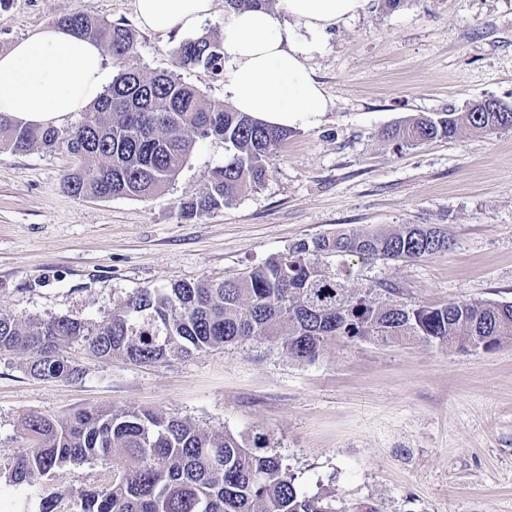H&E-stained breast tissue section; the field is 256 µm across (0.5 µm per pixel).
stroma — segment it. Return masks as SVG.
<instances>
[{
  "instance_id": "obj_1",
  "label": "stroma",
  "mask_w": 512,
  "mask_h": 512,
  "mask_svg": "<svg viewBox=\"0 0 512 512\" xmlns=\"http://www.w3.org/2000/svg\"><path fill=\"white\" fill-rule=\"evenodd\" d=\"M83 12L136 27L134 0H11L0 50ZM176 28L138 30L136 61L172 71L206 100L229 101L225 80L178 68ZM308 67L331 100L280 147L265 185L191 221L224 162V145L197 141L178 177L148 200L75 198L61 186L68 153L0 152V315H71L98 322L143 287L221 281L337 229L435 224L448 252L408 262L328 259L354 288L396 282L406 298L512 302V129L454 142L398 146L384 128L461 111L485 98L512 104V0H370L332 27ZM82 380L29 376L26 358L0 360V461L31 442L27 415L80 408L153 410L237 438L269 434L313 494L336 490L339 512H512V343L485 352L416 342H329L298 363L250 340L162 364L102 360L75 345ZM121 455L68 467L48 485L70 494L100 485Z\"/></svg>"
}]
</instances>
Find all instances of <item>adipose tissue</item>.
<instances>
[{
  "mask_svg": "<svg viewBox=\"0 0 512 512\" xmlns=\"http://www.w3.org/2000/svg\"><path fill=\"white\" fill-rule=\"evenodd\" d=\"M285 25L267 9L235 12L221 32L224 77L234 108L267 124L313 126L330 99L307 58L327 31L363 13L368 0H282ZM147 30H192L208 19L213 0H135ZM109 80L100 45L53 25L36 29L0 52V113L24 125H64L104 92Z\"/></svg>",
  "mask_w": 512,
  "mask_h": 512,
  "instance_id": "obj_1",
  "label": "adipose tissue"
}]
</instances>
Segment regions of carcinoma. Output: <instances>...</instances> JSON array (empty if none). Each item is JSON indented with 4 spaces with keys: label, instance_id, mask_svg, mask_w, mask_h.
<instances>
[{
    "label": "carcinoma",
    "instance_id": "cac0c4a2",
    "mask_svg": "<svg viewBox=\"0 0 512 512\" xmlns=\"http://www.w3.org/2000/svg\"><path fill=\"white\" fill-rule=\"evenodd\" d=\"M269 3L224 0V8L231 13ZM57 24L107 43L118 72L75 123L24 126L0 113V151L64 150L78 160L62 175L67 193L142 200L175 180L196 140L221 141L227 151L224 164L209 172L199 197L180 205L183 220L220 210L264 184L292 130L268 125L222 101H207L172 72L146 73L133 64L137 39L126 23L72 12ZM172 54L182 68L201 67L215 76L224 72L216 33L185 39ZM511 128L512 112L470 106L464 112L421 115L386 136L414 146L451 140L467 130ZM449 247L448 234L429 224H403L389 233L341 230L301 240L242 276L140 288L100 322L69 315L1 316L0 360L25 354L30 376L76 381L85 370L65 349L77 341L100 359L162 363L248 340L274 343L292 359L307 362L336 338L385 345L454 343L474 351L512 340V303L427 305L406 300L404 290L389 280L357 292L323 263L327 257L416 260ZM25 430L33 441L31 450L0 465V480L23 490L66 467L115 452L124 457V468L106 486L80 493L76 512H336L335 492H302L296 477L269 450L264 434L239 440L205 432L178 416L98 409L63 418L32 415Z\"/></svg>",
    "mask_w": 512,
    "mask_h": 512
}]
</instances>
